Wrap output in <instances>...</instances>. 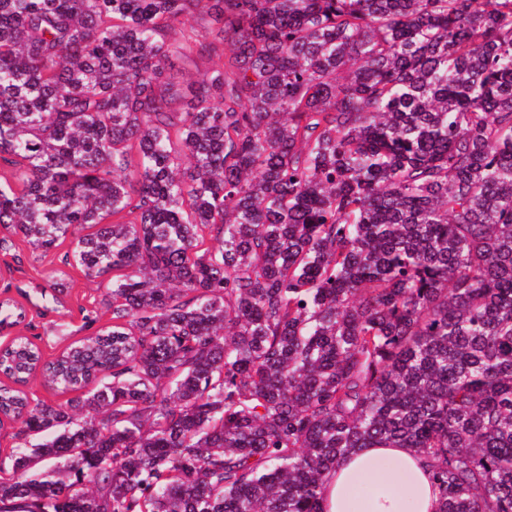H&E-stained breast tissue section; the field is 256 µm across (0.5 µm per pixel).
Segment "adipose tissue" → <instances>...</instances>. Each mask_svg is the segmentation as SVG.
Masks as SVG:
<instances>
[{"label": "adipose tissue", "mask_w": 512, "mask_h": 512, "mask_svg": "<svg viewBox=\"0 0 512 512\" xmlns=\"http://www.w3.org/2000/svg\"><path fill=\"white\" fill-rule=\"evenodd\" d=\"M327 512H436L438 493L416 449L367 448L326 474Z\"/></svg>", "instance_id": "adipose-tissue-1"}]
</instances>
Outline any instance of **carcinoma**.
<instances>
[{"mask_svg":"<svg viewBox=\"0 0 512 512\" xmlns=\"http://www.w3.org/2000/svg\"><path fill=\"white\" fill-rule=\"evenodd\" d=\"M0 159V225L112 274L73 397L0 385V512H325L361 448L512 512V0H0ZM195 27L199 30H204L203 28H208V26H216L212 19L207 16H202L198 14H187L183 15L179 18V22L174 24L172 29L165 32V39L169 43H173L179 39L178 31L181 27ZM218 63H220L218 58L209 63H203L195 57L193 59L176 54L170 58L171 71L175 76V81L178 83V87L183 89L191 82L200 80L209 67Z\"/></svg>","mask_w":512,"mask_h":512,"instance_id":"carcinoma-1","label":"carcinoma"}]
</instances>
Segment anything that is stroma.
<instances>
[{"label": "stroma", "instance_id": "stroma-1", "mask_svg": "<svg viewBox=\"0 0 512 512\" xmlns=\"http://www.w3.org/2000/svg\"><path fill=\"white\" fill-rule=\"evenodd\" d=\"M0 303L21 310L25 319L0 328V347L15 337H28L51 359L66 348L111 325L112 309L108 304L109 282L89 278L75 266L66 264L70 242L49 253L33 250L21 233L0 226ZM63 282L62 292H55L56 282ZM57 294V304L44 306L42 294Z\"/></svg>", "mask_w": 512, "mask_h": 512}]
</instances>
